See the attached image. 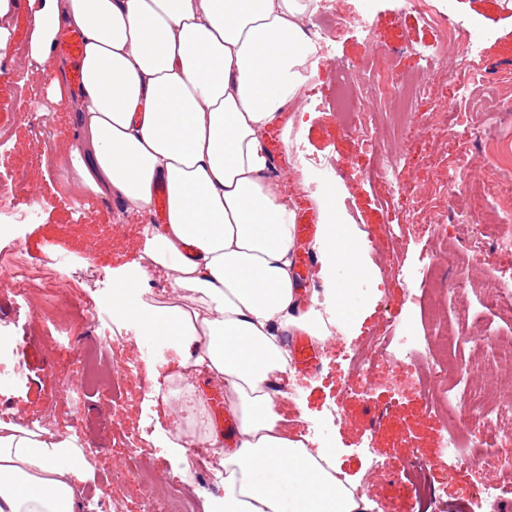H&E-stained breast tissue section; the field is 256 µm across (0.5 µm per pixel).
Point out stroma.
<instances>
[{"label": "stroma", "mask_w": 512, "mask_h": 512, "mask_svg": "<svg viewBox=\"0 0 512 512\" xmlns=\"http://www.w3.org/2000/svg\"><path fill=\"white\" fill-rule=\"evenodd\" d=\"M323 11L342 10L350 25L320 60L301 100V110L286 109L281 122L265 135L266 146H278L273 154L275 174L285 177L291 205L295 210L313 208L312 182L331 174L329 197L336 211L341 233L346 237L372 238V248L361 252L360 267L352 274V303L344 315L349 319L348 336L320 349V368L310 375H299L295 383L303 395L301 403L280 399L283 413L291 417L293 435L322 423L328 429L336 461L365 497L368 512H472L477 486L486 479L485 471L442 452L444 413L427 409L410 381L405 363L390 360L377 367V379L369 393L344 391L350 375L346 360L352 345L366 342L387 322L411 329L428 339L431 354H438L439 327L456 324L461 307L478 312L491 332L512 337V322H506L484 309L474 288L459 291L452 284L459 277L447 258H435L437 249L433 228L428 221L435 192L442 190L448 170L457 163L461 140L449 135V113L441 111L439 96L445 95V76L455 59L429 67L424 52L436 44L437 32L414 13H402L397 0H322ZM454 18L463 26H483L494 31L492 40L466 53L471 71L483 74L479 93L497 97V83L512 78V0H455ZM369 16L378 41L389 53V61L400 73L427 71L437 95L422 99L415 109L409 133L397 147L400 163V189L388 194L383 186L369 182L367 174L376 168L373 154L360 149L355 137L336 112V86L342 72H350L358 82L369 80L370 49L358 23ZM32 19L26 0L13 6L10 30L0 36L6 47L0 51V126L11 135V149L0 148V173L22 175L27 189L36 196V221L23 223L24 256L36 276L30 283L40 301L59 306H108L116 288L119 270L136 261L143 225L153 223L150 213L127 211L112 194L87 193L81 206H74L75 180L60 177L40 159L43 142L37 127L48 124L55 132L56 148L74 143L79 125L65 102L56 100L51 89L52 69L28 65L14 53L15 46H28ZM473 126L483 141L471 148L476 162L467 180L483 182L481 206L460 195L457 208L448 219V230L457 239L459 251L470 260V279L512 277V254L487 265L480 257L493 248V225L481 223L477 212L495 213L507 193L512 192V166L502 165L491 152L499 140L512 137V114L490 117L473 115ZM300 143L310 162L298 167L293 143ZM431 265L432 286L401 284L398 270ZM28 305L23 298L0 290V336L13 341V358L20 361L26 377L17 384L0 388V413L18 421L39 422L51 417L60 433H68L76 412L95 415L109 409L112 428L120 441L105 443L87 434L80 446L82 455L91 457L83 485L81 512H101L94 485L107 480L114 500L124 512H143V496L135 484L114 478L113 471L128 453L126 437H133L138 453L154 461L162 475L186 472L185 455L172 452L166 440L172 428L163 414L161 379L169 373L163 354L150 353V343L131 324L116 323L120 337L113 353L118 362L131 366L135 375L125 387L120 405L107 408L105 399L83 393L80 370L66 356L70 336L60 334L54 354H47L38 337L32 336L27 319ZM54 363L66 394H56L52 382L44 380L43 369ZM402 386L399 398H392L390 380ZM414 457L428 463L419 476L406 474L404 463ZM385 462L383 476L368 477L369 459Z\"/></svg>", "instance_id": "1"}]
</instances>
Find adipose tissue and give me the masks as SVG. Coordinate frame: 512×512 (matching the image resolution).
<instances>
[{"instance_id":"adipose-tissue-1","label":"adipose tissue","mask_w":512,"mask_h":512,"mask_svg":"<svg viewBox=\"0 0 512 512\" xmlns=\"http://www.w3.org/2000/svg\"><path fill=\"white\" fill-rule=\"evenodd\" d=\"M311 0H41L33 10L31 57L67 66L52 46L63 29L86 40L81 88L68 96L82 130L71 155H87L83 185L128 209L154 206L167 188L163 223L144 230L140 259L113 290L114 317L139 325L171 352L173 376L206 372L238 420L236 446L217 449L224 498L214 512H358L336 451L288 432L270 382L288 373L284 334L318 338L348 305L355 245L336 212L314 243L323 293L300 309L293 273L294 211L272 170L264 136L297 106L316 48L304 20ZM164 277V301L141 284ZM68 440L0 422V512H77L82 473Z\"/></svg>"}]
</instances>
